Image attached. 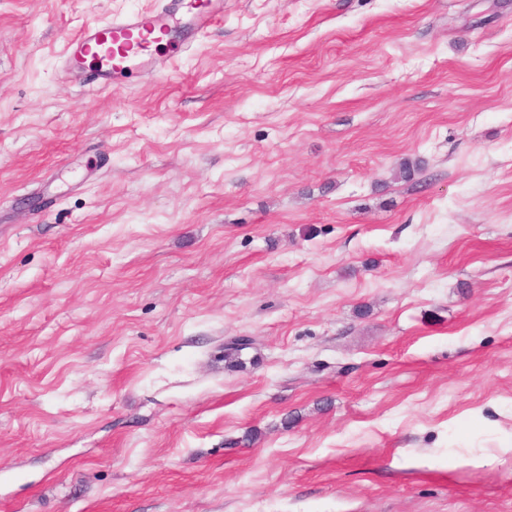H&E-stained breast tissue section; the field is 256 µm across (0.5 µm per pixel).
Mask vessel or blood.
Returning <instances> with one entry per match:
<instances>
[{
	"instance_id": "vessel-or-blood-1",
	"label": "vessel or blood",
	"mask_w": 512,
	"mask_h": 512,
	"mask_svg": "<svg viewBox=\"0 0 512 512\" xmlns=\"http://www.w3.org/2000/svg\"><path fill=\"white\" fill-rule=\"evenodd\" d=\"M224 15V0H160L149 12L127 11L111 19L86 26L61 54L63 73L83 78L88 59L101 66L90 85L111 87L132 70L151 76L162 69L164 59L151 49L153 36L167 33L179 21L188 42L195 43Z\"/></svg>"
}]
</instances>
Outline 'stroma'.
<instances>
[{
    "mask_svg": "<svg viewBox=\"0 0 512 512\" xmlns=\"http://www.w3.org/2000/svg\"><path fill=\"white\" fill-rule=\"evenodd\" d=\"M157 2L0 0V512H512V0ZM224 16L223 0H160L150 12L127 11L111 19L86 26L59 56L62 72L71 74L93 89H105L136 69L152 76L167 60L155 56L150 47L155 33L166 34L172 21H179L190 43L199 39ZM100 59L101 67L91 81L84 77L88 61ZM104 62V63H103Z\"/></svg>",
    "mask_w": 512,
    "mask_h": 512,
    "instance_id": "35a3bbf8",
    "label": "stroma"
}]
</instances>
